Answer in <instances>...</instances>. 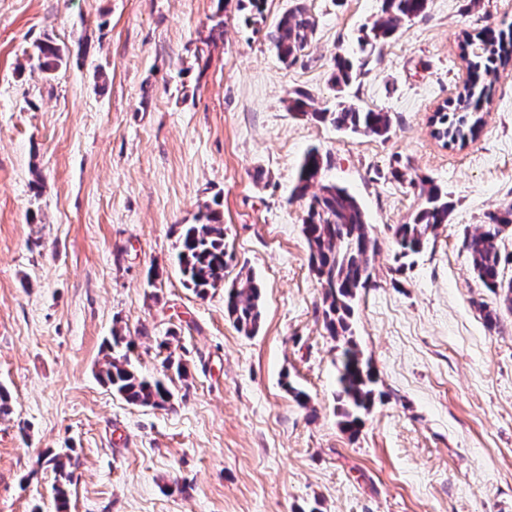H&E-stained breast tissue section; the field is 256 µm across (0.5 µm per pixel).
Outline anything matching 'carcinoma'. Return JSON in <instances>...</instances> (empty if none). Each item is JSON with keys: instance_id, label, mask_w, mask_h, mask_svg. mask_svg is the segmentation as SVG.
Here are the masks:
<instances>
[{"instance_id": "carcinoma-1", "label": "carcinoma", "mask_w": 512, "mask_h": 512, "mask_svg": "<svg viewBox=\"0 0 512 512\" xmlns=\"http://www.w3.org/2000/svg\"><path fill=\"white\" fill-rule=\"evenodd\" d=\"M265 0H238L239 9L249 10L250 20H264ZM429 0H381V16L370 30L368 44L376 46L389 39L403 20H412L426 14ZM317 20L304 4H295L286 10L266 37L277 58L292 66L305 56ZM461 57L469 71V82L457 98L447 103L445 110L434 113L433 136L445 146L459 145L478 138L483 125V104L488 102L487 77L497 67L512 59V38L463 36ZM71 51L47 37L33 45L28 54L31 66L46 79L70 63ZM357 78L353 62L345 56L334 58L330 81L332 86H348ZM288 110L328 122L339 130L365 137H386L392 118L389 113L356 106H343L334 112L318 110L312 99L302 91L293 92ZM328 160L315 147L304 154L298 168L292 197L308 198L302 232L308 246V266L324 289L322 317L329 335L342 342L337 383L339 426L355 437L364 426L363 416L374 399L375 374L370 361L353 340L351 318L362 290L372 282V269L378 253L377 239L371 236L365 213L357 198L346 188L326 182L323 173ZM419 184L421 203L403 224L392 227L397 247L395 258H405L421 251L430 237L448 223L451 204L448 194L433 181L410 179ZM318 187L313 192L311 188ZM488 222L465 234L462 247L472 269L482 285L491 293L502 297L508 311H512V279H506L504 268L512 265V254H503L498 238L507 229L512 230V205H506L487 215ZM177 262L184 284L199 296L224 282L228 267L224 247L223 215L210 207L196 224L183 225ZM225 311L238 331L246 336L255 335L260 328L261 288L249 272L239 276L238 283L225 292ZM131 345L117 329L112 331V354L106 361L103 380L112 392L132 405L164 409L173 393L160 379L148 380L140 376L129 357L117 353L122 345Z\"/></svg>"}]
</instances>
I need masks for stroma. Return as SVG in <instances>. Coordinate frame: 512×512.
<instances>
[{"label": "stroma", "mask_w": 512, "mask_h": 512, "mask_svg": "<svg viewBox=\"0 0 512 512\" xmlns=\"http://www.w3.org/2000/svg\"><path fill=\"white\" fill-rule=\"evenodd\" d=\"M291 5L267 0L254 25L237 0H0V512H57V453L73 464L67 512H512V312L462 248L512 204V64L476 140L448 148L429 125L467 81L463 33L511 27L512 0H429L340 90L332 58L360 56L379 0H307L317 28L287 67L265 33ZM48 36L75 55L53 80L26 66ZM297 90L322 110L389 112L391 130L296 115ZM313 146L379 244L352 319L378 377L354 438L291 197ZM422 177L452 209L398 262L391 227ZM212 203L225 282L247 270L261 287L253 336L223 288L197 296L176 263L183 225ZM116 328L142 375H163L170 354L184 363L168 409L101 381Z\"/></svg>", "instance_id": "1"}]
</instances>
